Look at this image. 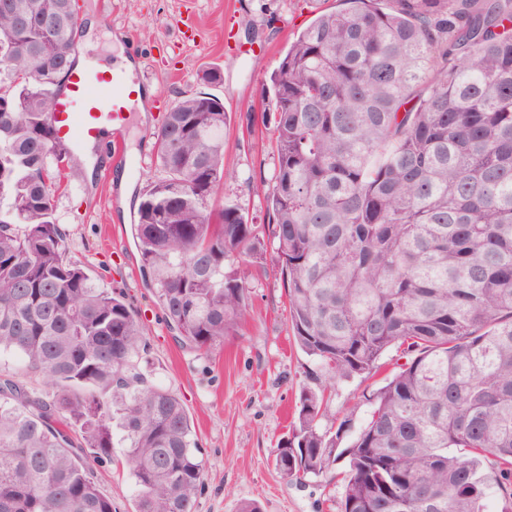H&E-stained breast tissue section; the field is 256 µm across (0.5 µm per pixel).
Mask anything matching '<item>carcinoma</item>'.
I'll use <instances>...</instances> for the list:
<instances>
[{
  "label": "carcinoma",
  "mask_w": 512,
  "mask_h": 512,
  "mask_svg": "<svg viewBox=\"0 0 512 512\" xmlns=\"http://www.w3.org/2000/svg\"><path fill=\"white\" fill-rule=\"evenodd\" d=\"M317 12L271 75L276 157L264 193L297 347L332 379L406 362L366 397L351 443L300 396L275 469L336 477L341 512H512V0H342ZM60 0H0V512H113L92 467L120 431L135 512H196L203 466L181 400L140 366L122 295L70 256L48 108L76 26ZM27 15L25 33L17 18ZM219 97L166 113L134 231L181 342L209 350L249 310L264 239L224 185Z\"/></svg>",
  "instance_id": "obj_1"
}]
</instances>
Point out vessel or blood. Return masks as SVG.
I'll return each mask as SVG.
<instances>
[{"label":"vessel or blood","mask_w":512,"mask_h":512,"mask_svg":"<svg viewBox=\"0 0 512 512\" xmlns=\"http://www.w3.org/2000/svg\"><path fill=\"white\" fill-rule=\"evenodd\" d=\"M132 89L125 70L85 61L74 67L63 89L55 93L54 124L59 141L82 151L103 132L119 131Z\"/></svg>","instance_id":"b4317fda"}]
</instances>
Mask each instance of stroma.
Returning <instances> with one entry per match:
<instances>
[{
	"label": "stroma",
	"mask_w": 512,
	"mask_h": 512,
	"mask_svg": "<svg viewBox=\"0 0 512 512\" xmlns=\"http://www.w3.org/2000/svg\"><path fill=\"white\" fill-rule=\"evenodd\" d=\"M78 2L81 15H96L104 30L123 35L137 62L135 83L153 91L145 112L128 110L122 132L134 199L163 176L153 146L165 112L184 95L207 89L223 99L228 116L227 177L213 203H238L250 223L266 224L265 201L248 185L274 173L275 142L260 120L262 111L273 108L266 93L270 75L317 9L337 7L338 0ZM207 67L220 69L219 85L204 87L200 75ZM112 177L99 166L90 175L84 165L71 167L54 197L56 222L95 282L123 294L135 310L151 381L177 394L189 412L204 472L197 512H236L244 499L257 501L262 512H339L342 483L290 480L274 468L278 445L292 434L302 390L324 384L325 374L294 343L287 291L273 262L251 278L249 313L222 345L206 352L186 347L140 271L137 209L119 208ZM399 362V352L391 350L374 377L337 382L321 426H338L348 415L362 424L370 411L363 394L380 386ZM96 481L111 495L115 512H135L136 490L122 449H113Z\"/></svg>",
	"instance_id": "obj_1"
}]
</instances>
